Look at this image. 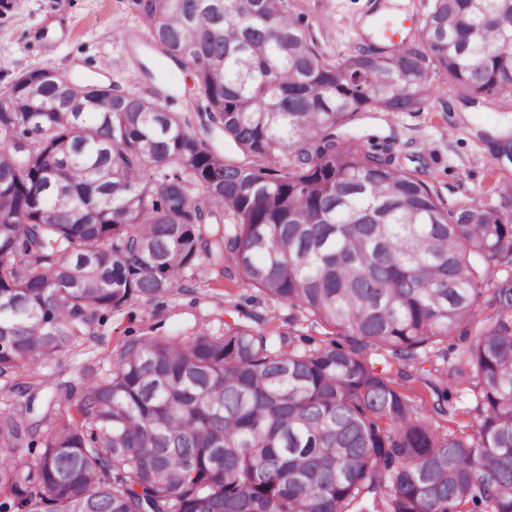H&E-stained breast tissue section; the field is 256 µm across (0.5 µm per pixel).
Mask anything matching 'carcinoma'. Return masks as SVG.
<instances>
[{
  "mask_svg": "<svg viewBox=\"0 0 512 512\" xmlns=\"http://www.w3.org/2000/svg\"><path fill=\"white\" fill-rule=\"evenodd\" d=\"M148 50L193 69L173 96L29 70L0 86V377L51 361L204 255L345 338L275 345L251 325L130 342L82 420L0 417V512H512V176L501 209H451L422 169L343 129L419 112L430 75L512 101V0H433L392 51L339 61L284 0H131ZM489 288L483 308L478 302ZM460 349L472 421L440 432L395 375ZM41 444L29 459L24 450Z\"/></svg>",
  "mask_w": 512,
  "mask_h": 512,
  "instance_id": "cac0c4a2",
  "label": "carcinoma"
}]
</instances>
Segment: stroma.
Masks as SVG:
<instances>
[{"mask_svg":"<svg viewBox=\"0 0 512 512\" xmlns=\"http://www.w3.org/2000/svg\"><path fill=\"white\" fill-rule=\"evenodd\" d=\"M286 3L291 17L331 57L348 54L359 44L353 22L363 0ZM139 26L131 0H0V81L33 68L59 69L76 81L121 92H168L175 97L173 111L196 112L191 69L156 64L146 46L125 45L124 33ZM432 84L434 93L424 111L365 113L351 133L389 138L395 163L406 168L414 156L427 157V175L449 203L498 205L500 176L512 173V161L499 154L497 144L512 137V111L498 109L488 99L466 103L441 79ZM246 311L262 317L272 335L291 334L296 347L329 341L324 329L312 326L287 302L269 300L202 258L168 296L152 303L135 298L120 311H104L84 340L57 359L0 377V416L28 407L37 415L66 408V396H79L86 377L107 379L124 345L147 331L218 336Z\"/></svg>","mask_w":512,"mask_h":512,"instance_id":"1","label":"stroma"}]
</instances>
